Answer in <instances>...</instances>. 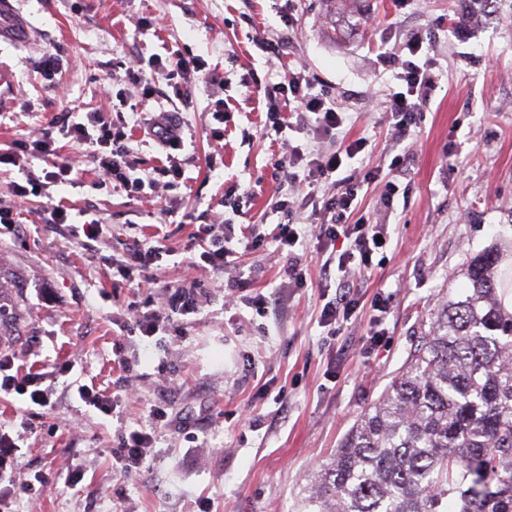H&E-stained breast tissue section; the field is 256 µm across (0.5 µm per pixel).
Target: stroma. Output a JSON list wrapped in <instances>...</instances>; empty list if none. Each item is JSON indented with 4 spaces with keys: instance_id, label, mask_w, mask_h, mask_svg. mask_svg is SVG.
I'll list each match as a JSON object with an SVG mask.
<instances>
[{
    "instance_id": "obj_1",
    "label": "stroma",
    "mask_w": 512,
    "mask_h": 512,
    "mask_svg": "<svg viewBox=\"0 0 512 512\" xmlns=\"http://www.w3.org/2000/svg\"><path fill=\"white\" fill-rule=\"evenodd\" d=\"M33 31L30 43L0 41V147L79 112L123 104L127 142L151 169L159 148L136 121L140 112L176 113L184 144L174 153L184 171L177 189L147 199L101 185L81 165V150L59 140V158L78 165L75 183L47 185L64 200L69 223H46L38 197L13 196L23 181L0 169V205L15 221L0 224V352L21 372H39L51 405L26 409L21 396L0 398V430L19 446L0 478V512H300L312 473L404 365L414 336L445 292H458L470 257L499 238L512 239V0H486L464 33L455 29L457 0H348L346 22L330 28L323 0H18ZM145 26H138V19ZM284 43L270 52L267 40ZM424 38L433 65L429 105L406 140L383 110L396 86L389 57L406 36ZM63 51L62 74L47 87L44 53ZM173 47L206 65V78L181 88L157 82L153 99L124 77L139 56ZM292 71L332 93L349 120L347 137L365 149L342 169L362 179L359 217L387 227L389 243L371 273L355 275L362 303L335 329L319 324L335 295L312 248L287 254L272 242L281 174L274 161L310 131L275 132L267 111H287L280 95L258 89ZM224 120L216 122V103ZM224 129V153L211 157V131ZM379 178L365 182L366 173ZM187 215L180 224L168 210ZM96 220L109 234L85 249L71 228ZM223 220L252 225L260 245L238 263L253 272L255 292L276 300L260 316L226 301L230 274L195 271L190 236ZM149 243L170 249L156 280L122 281L112 258ZM307 269L301 287H284L289 256ZM200 279L208 295L197 313L143 345L122 335L133 311L164 298L168 282ZM387 299L377 320L374 301ZM381 332L382 340L368 338ZM130 363L121 371L119 359ZM126 380L136 421L161 389L184 424L170 427L148 468L126 474L112 464L119 421L85 405L77 388L104 394ZM259 426H249L248 417ZM42 474L46 483L35 482Z\"/></svg>"
}]
</instances>
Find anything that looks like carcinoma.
<instances>
[{"label":"carcinoma","mask_w":512,"mask_h":512,"mask_svg":"<svg viewBox=\"0 0 512 512\" xmlns=\"http://www.w3.org/2000/svg\"><path fill=\"white\" fill-rule=\"evenodd\" d=\"M498 250L429 313L401 371L313 474L310 512H512V309Z\"/></svg>","instance_id":"cac0c4a2"}]
</instances>
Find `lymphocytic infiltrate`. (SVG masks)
I'll use <instances>...</instances> for the list:
<instances>
[{"mask_svg":"<svg viewBox=\"0 0 512 512\" xmlns=\"http://www.w3.org/2000/svg\"><path fill=\"white\" fill-rule=\"evenodd\" d=\"M407 59H394L396 77L402 83V91L390 95L386 110L394 123L399 136H408L410 127L417 115L424 111L429 102V91L433 86V76L427 67L417 64L416 58L423 48L420 37H410L406 43ZM204 69L202 61L187 58L180 51H169L168 55L151 54L139 59L136 67L127 69L125 76L130 83L140 86L143 97L153 94L154 79L167 81L175 77L187 78ZM273 92L290 93L299 116L305 117L311 124L314 135H329L340 128L345 120L336 102L325 92H313L311 82L305 81L296 73H288L283 80L273 84ZM126 119L123 112H88L77 120L58 125L56 132H41L40 135L14 141L4 151H0V164L14 166L34 159L54 161V170L37 175L28 172L25 183L13 184L12 191L17 197L28 196L35 188L44 184L66 183L74 171L71 163L57 159V138L85 150L88 160L109 181L118 182L120 187L131 193H143L145 187L155 186V179L138 177L136 171L140 164L126 143ZM364 139L348 140L339 143L327 151H303L294 146L286 158L277 160L276 165L282 174L284 183L293 185L299 180H308L309 184H326V194H306L300 201L302 207L321 213L322 220L304 227L293 224L279 225L274 236L280 250L295 247L299 241L311 242L318 255L324 256L322 266L324 280H335L337 294L327 302L320 313L323 326L335 325L338 321L351 319L358 306L357 291L349 280L351 271L369 272L374 268L373 256L380 250V237L386 236L387 227L383 224H370L355 219L358 208L357 186L352 178H338L337 173L347 160L353 159L365 148ZM233 225L202 224L195 237L204 244L198 259L190 261L193 269L224 270L229 266L234 250ZM348 241L349 246L342 252H335L338 241ZM202 291L200 280H193L190 288H170L164 302L160 305H147L138 311L132 327V333L142 339H150L166 330L175 316H187L199 309V296ZM15 358L0 353V393L27 396L30 403L42 408L51 404L50 394L43 387L41 375H14ZM150 423L139 428L122 427L117 436L118 444L112 451L116 468L132 474L140 472L147 464L162 429L168 426L169 418L166 401L153 404L149 410Z\"/></svg>","mask_w":512,"mask_h":512,"instance_id":"obj_1","label":"lymphocytic infiltrate"}]
</instances>
